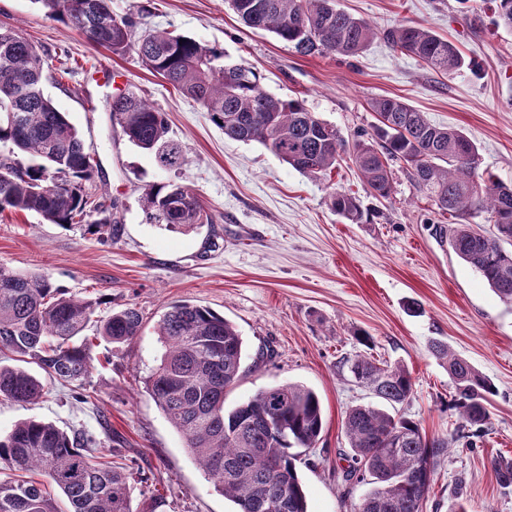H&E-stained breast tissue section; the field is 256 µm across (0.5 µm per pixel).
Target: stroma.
Segmentation results:
<instances>
[{
	"mask_svg": "<svg viewBox=\"0 0 512 512\" xmlns=\"http://www.w3.org/2000/svg\"><path fill=\"white\" fill-rule=\"evenodd\" d=\"M336 4L381 28L428 27L459 45L470 64L450 75L435 73L379 38L351 59L303 56L271 32L244 27L227 0L111 2L118 16L144 6L145 28L222 49L225 63L250 67L266 92L303 100L348 139L371 131L373 99H403L431 123L463 131L477 146L483 168L512 183V29L496 24L493 0ZM1 24L18 27L49 52H67V75L46 82L44 90L90 147L97 185L116 202L121 232L104 241L80 225L6 212L0 214V265L49 277L68 294L97 302L100 316L136 305L144 326L140 336L113 349L94 341L88 401H77L71 385L45 379V396L37 404L0 400V432L29 418L87 430L102 441L98 455L107 461V439L119 440L121 462L137 471L133 512L155 497V512H236L144 388L163 352L155 326L168 305L187 300L233 322L247 356L263 347L272 352L226 395L225 410L285 383L318 395L322 437L316 447L299 451L308 512H356L369 490L337 475L350 451L342 428L346 411L380 403L340 365L343 357L365 351L412 376L413 392L395 414L419 422L428 436L450 441L423 512H448L458 499L468 512H512V484H501L495 469L512 463V307L447 240L435 236V226L449 219L405 171H397L387 199L367 194L346 165L327 179L305 176L260 143L225 138L208 112L136 55L120 57L92 45L48 17L38 0H0ZM102 63L119 71L126 84L145 89L150 103L167 113L170 135L186 156L180 170L160 168L151 153L121 134L109 110L112 86L97 72ZM170 180L199 193L211 223L187 232L146 223V186ZM335 190L359 199L362 223H346L330 209L328 196ZM359 330L371 337L372 348L355 339ZM435 340L496 387L487 432L475 449L452 439L458 419L446 407L452 389L444 363L431 352Z\"/></svg>",
	"mask_w": 512,
	"mask_h": 512,
	"instance_id": "obj_1",
	"label": "stroma"
}]
</instances>
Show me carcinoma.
<instances>
[{
	"label": "carcinoma",
	"mask_w": 512,
	"mask_h": 512,
	"mask_svg": "<svg viewBox=\"0 0 512 512\" xmlns=\"http://www.w3.org/2000/svg\"><path fill=\"white\" fill-rule=\"evenodd\" d=\"M46 14L80 32L112 54L134 53L151 72L198 102L224 137L259 142L280 160L311 178L330 175L344 159L356 167L367 193L391 196L394 165L404 164L416 189L438 213L460 220L486 213L497 233L487 236L471 224H455L453 252L512 305V185L481 169L475 144L459 129L431 123L424 113L396 97L371 102L379 116L369 137L346 140L333 125L310 112L303 101L266 92L256 75L224 64L216 47L167 30L138 33L139 12L112 13L110 0H36ZM497 23L512 28V0H494ZM248 28L267 30L303 56L359 55L382 38L429 69L448 74L465 57L458 46L421 26L380 29L339 9L336 0H229ZM185 42H180V39ZM50 54L13 26H0V214L35 212L52 224H85L102 239H116L114 201L92 198L97 165L78 130L43 91L52 68ZM112 120L136 146L151 152L164 170L185 162L182 145L169 135L165 113L143 90L130 87L112 96ZM331 209L350 224L363 212L356 197L329 196ZM142 212L148 224L189 231L208 220L199 194L175 182L145 189ZM96 303L66 295L41 274H21L0 266V352L35 364L51 379L86 386L91 340L82 335ZM143 314L133 304L99 320L96 334L116 345L139 335ZM165 346L160 364L145 379L156 404L183 437L186 447L215 486L239 508L277 492L286 508L272 504L260 512H308L299 477V455L313 448L324 427L318 395L299 384L266 388L224 410V396L245 374V343L236 326L213 310L187 301L170 305L158 321ZM453 384L450 407L460 423L455 438L482 437L489 420L492 382L463 358L435 343ZM354 381L395 405L410 398L409 371L358 354L344 359ZM44 385L18 366L0 365V400L33 404ZM351 456L342 470L348 484L368 482L373 489L358 512H422L438 460L448 440L429 437L419 422L372 406L349 409L342 421ZM95 438L83 430L67 432L51 422L29 419L0 433V512H59L44 484L29 477L44 473L64 495L71 512H131L130 479L124 466L107 465L94 455Z\"/></svg>",
	"instance_id": "obj_1"
}]
</instances>
